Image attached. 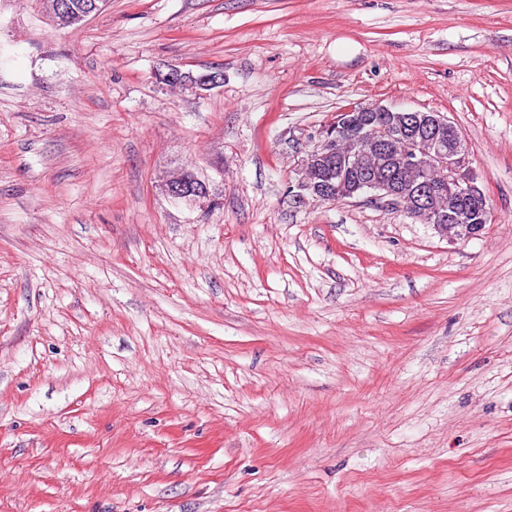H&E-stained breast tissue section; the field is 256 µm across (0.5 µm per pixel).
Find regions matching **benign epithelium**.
Listing matches in <instances>:
<instances>
[{
  "mask_svg": "<svg viewBox=\"0 0 512 512\" xmlns=\"http://www.w3.org/2000/svg\"><path fill=\"white\" fill-rule=\"evenodd\" d=\"M56 11L64 15L73 27L82 25L96 14L97 4L87 3ZM186 90L197 91L219 84L221 75L206 74L201 78L180 69L167 74ZM448 126V142L428 133L431 128ZM364 143L374 159L392 156L399 170L411 173L435 171L439 174V188L430 182L416 185L406 178L397 180L376 176L362 187L387 207L424 219L435 232L450 241L467 240L476 236L485 221L486 212H469L456 208V198L483 194L472 167L466 140L447 116L436 112L406 111L382 105H354L338 113L335 120L321 128L319 143L303 160L297 177L289 183L287 194L292 203L302 206L309 200L336 196L347 189L353 179L342 176L323 184L313 175L315 170L344 171L354 162L351 154L338 149L341 142ZM166 192L176 199L199 202L209 199L205 181L195 173L182 170L166 181Z\"/></svg>",
  "mask_w": 512,
  "mask_h": 512,
  "instance_id": "obj_1",
  "label": "benign epithelium"
}]
</instances>
